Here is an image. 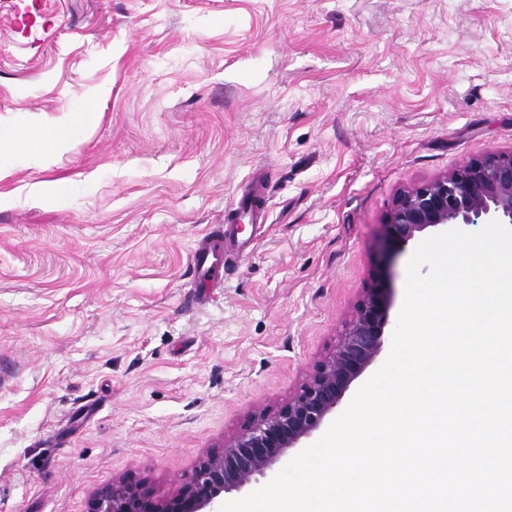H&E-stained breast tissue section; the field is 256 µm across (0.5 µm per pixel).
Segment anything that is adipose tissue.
<instances>
[{
	"label": "adipose tissue",
	"instance_id": "1",
	"mask_svg": "<svg viewBox=\"0 0 512 512\" xmlns=\"http://www.w3.org/2000/svg\"><path fill=\"white\" fill-rule=\"evenodd\" d=\"M90 118L87 112H67L58 118L45 119L35 128L26 131L17 140L0 149V180L10 175L16 154H25L42 163L48 162L75 131L87 125Z\"/></svg>",
	"mask_w": 512,
	"mask_h": 512
}]
</instances>
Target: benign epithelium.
Instances as JSON below:
<instances>
[{"label":"benign epithelium","mask_w":512,"mask_h":512,"mask_svg":"<svg viewBox=\"0 0 512 512\" xmlns=\"http://www.w3.org/2000/svg\"><path fill=\"white\" fill-rule=\"evenodd\" d=\"M491 220L512 228V150L490 149L400 189L384 227L389 243L403 247L427 230L466 232ZM389 304L384 280H372L299 391L244 431L225 437L220 447L206 451L172 493L160 495L143 480L120 476L93 492L89 512H212L224 493L265 475L336 412L380 352L389 330Z\"/></svg>","instance_id":"benign-epithelium-1"}]
</instances>
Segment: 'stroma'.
<instances>
[{
  "mask_svg": "<svg viewBox=\"0 0 512 512\" xmlns=\"http://www.w3.org/2000/svg\"><path fill=\"white\" fill-rule=\"evenodd\" d=\"M87 107L0 181V512H88L124 474L168 493L300 388L373 277L398 318L397 191L512 149V0H0V141ZM223 228L254 247L192 306ZM224 254V237L202 239L192 256V270L199 288H224V275L228 273Z\"/></svg>",
  "mask_w": 512,
  "mask_h": 512,
  "instance_id": "stroma-1",
  "label": "stroma"
}]
</instances>
